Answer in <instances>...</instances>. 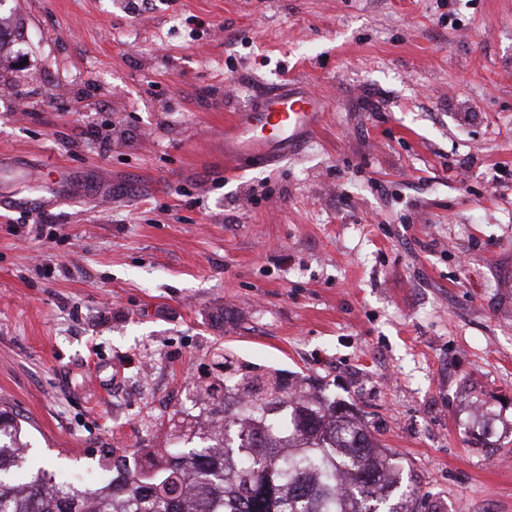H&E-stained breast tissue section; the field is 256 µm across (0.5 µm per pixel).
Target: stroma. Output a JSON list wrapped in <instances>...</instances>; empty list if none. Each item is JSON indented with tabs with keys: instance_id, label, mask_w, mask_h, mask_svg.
<instances>
[{
	"instance_id": "35a3bbf8",
	"label": "stroma",
	"mask_w": 512,
	"mask_h": 512,
	"mask_svg": "<svg viewBox=\"0 0 512 512\" xmlns=\"http://www.w3.org/2000/svg\"><path fill=\"white\" fill-rule=\"evenodd\" d=\"M0 0V405L69 476L165 438L222 350L360 411L444 512H512V0ZM288 78L298 158L224 157ZM38 200L21 209L14 199ZM468 429L471 431L473 440H476L482 448H497L494 446L493 441L490 440L495 432L498 424L501 426V431L507 430L510 425L511 419L503 415L502 410L498 409L496 405L490 404L487 401L479 400L475 397L471 401Z\"/></svg>"
}]
</instances>
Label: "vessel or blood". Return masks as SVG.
<instances>
[{"label":"vessel or blood","instance_id":"b4317fda","mask_svg":"<svg viewBox=\"0 0 512 512\" xmlns=\"http://www.w3.org/2000/svg\"><path fill=\"white\" fill-rule=\"evenodd\" d=\"M327 109L302 81L288 80L234 113L224 131V157L265 165L288 160L316 134Z\"/></svg>","mask_w":512,"mask_h":512}]
</instances>
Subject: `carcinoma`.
Returning <instances> with one entry per match:
<instances>
[{"mask_svg":"<svg viewBox=\"0 0 512 512\" xmlns=\"http://www.w3.org/2000/svg\"><path fill=\"white\" fill-rule=\"evenodd\" d=\"M223 377L194 388L192 406L165 447L104 457L95 487L58 486L39 467L26 484L20 415L0 410V512H441L407 484L401 460L320 383L261 369L224 353ZM512 420L471 402L468 429L494 447Z\"/></svg>","mask_w":512,"mask_h":512,"instance_id":"carcinoma-1","label":"carcinoma"}]
</instances>
